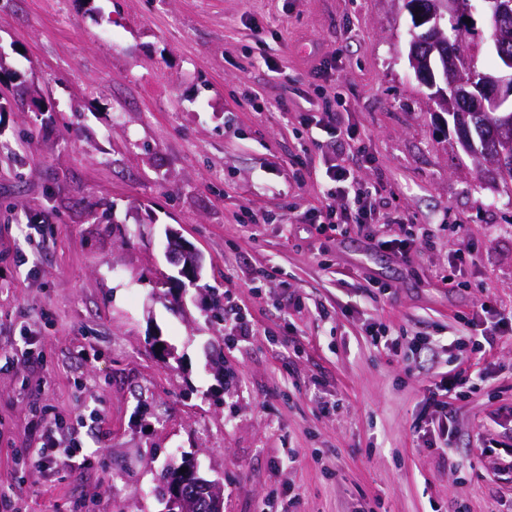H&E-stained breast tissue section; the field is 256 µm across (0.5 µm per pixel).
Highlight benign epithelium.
<instances>
[{
    "instance_id": "7a95c632",
    "label": "benign epithelium",
    "mask_w": 512,
    "mask_h": 512,
    "mask_svg": "<svg viewBox=\"0 0 512 512\" xmlns=\"http://www.w3.org/2000/svg\"><path fill=\"white\" fill-rule=\"evenodd\" d=\"M404 10L421 18L426 27L421 33L410 31L408 55L418 81L430 98L445 112L457 113L456 131L462 145L470 140L469 126L487 112L495 113L497 153L493 163L504 170L512 168V54L500 51L498 69L477 74L457 67V46L460 43L455 0H433L424 9L417 0H404ZM485 9L491 26V39L498 42L500 30L512 22V0H486ZM170 252L183 263L180 275L195 283L202 268V259L177 232H168ZM204 490L208 512H224V498L219 484L202 478L192 460L185 472L170 482L167 512H195L197 501L190 490Z\"/></svg>"
}]
</instances>
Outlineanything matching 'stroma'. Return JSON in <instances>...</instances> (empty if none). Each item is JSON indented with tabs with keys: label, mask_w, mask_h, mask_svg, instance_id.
I'll return each mask as SVG.
<instances>
[{
	"label": "stroma",
	"mask_w": 512,
	"mask_h": 512,
	"mask_svg": "<svg viewBox=\"0 0 512 512\" xmlns=\"http://www.w3.org/2000/svg\"><path fill=\"white\" fill-rule=\"evenodd\" d=\"M410 27L402 0H0L12 512H164L159 475L186 456L224 512H512V338L457 344L512 314V182L458 143ZM327 63L355 132L338 150L306 124ZM336 163L433 246L405 263L309 223ZM170 228L203 257L183 291L162 282ZM417 334L433 353L409 351ZM458 373L450 441H426L428 391ZM44 412L91 466H30Z\"/></svg>",
	"instance_id": "obj_1"
}]
</instances>
